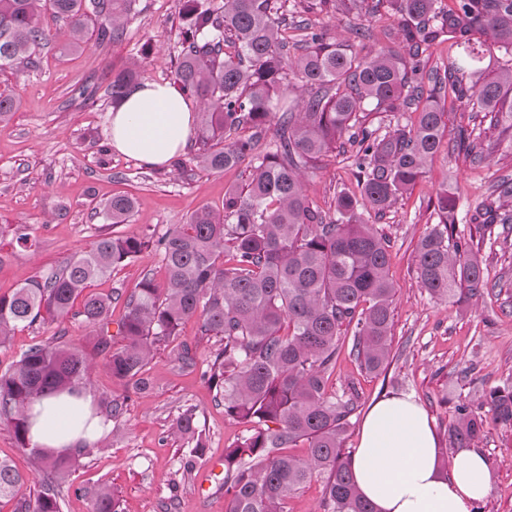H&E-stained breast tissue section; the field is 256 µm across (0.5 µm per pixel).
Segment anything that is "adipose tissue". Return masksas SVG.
<instances>
[{
	"label": "adipose tissue",
	"instance_id": "obj_1",
	"mask_svg": "<svg viewBox=\"0 0 512 512\" xmlns=\"http://www.w3.org/2000/svg\"><path fill=\"white\" fill-rule=\"evenodd\" d=\"M193 106L167 83L145 82L132 89L110 114L112 148L150 167L168 165L186 146L194 128ZM29 438L48 453L91 445L109 429L93 412L88 389L32 402ZM350 467L362 495L377 512H472L491 489L485 459L459 449L448 474L439 470L438 448L423 408L412 397L391 395L365 415Z\"/></svg>",
	"mask_w": 512,
	"mask_h": 512
}]
</instances>
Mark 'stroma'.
I'll list each match as a JSON object with an SVG mask.
<instances>
[{
	"label": "stroma",
	"mask_w": 512,
	"mask_h": 512,
	"mask_svg": "<svg viewBox=\"0 0 512 512\" xmlns=\"http://www.w3.org/2000/svg\"><path fill=\"white\" fill-rule=\"evenodd\" d=\"M181 11L182 0H134L120 40L102 45L90 33L75 50L52 40L39 50L35 66L0 70V92L12 93L17 101L11 120L0 123V224L26 225L36 242L30 249L0 244V294L89 249L112 196L128 194L136 200L114 234L155 240L170 225L186 223L201 206L222 207L227 189L249 182L252 168L246 161L221 173L200 168L193 159L198 151L193 136L176 160L160 168L124 156L109 143L113 76L136 62L142 80L173 82ZM309 20L344 40L357 29L368 30L366 45L371 50L395 43L397 18L384 2L367 14L328 11ZM82 84L91 90L85 100L72 95ZM440 105L446 137L462 126L494 141L497 148L479 162L438 152L423 179L386 215L372 220L375 230L391 241L395 357L387 370L370 374L360 369L349 347L339 352L328 390L357 402L344 435L350 453L358 446L370 407L386 396L405 393L426 411L440 457L448 459L454 453L447 430L455 405L477 402L483 393L512 384V237H474L472 221L497 182L512 178V133L490 128L488 119L454 96L441 99ZM304 181L313 206L326 216L334 215L339 191L358 190L350 159L335 152L309 168ZM444 189L457 199L458 236L480 249L494 285L478 303L465 308L432 298L416 274L415 248L437 221L434 205ZM147 275L158 282L165 275L162 257L153 247L92 284V292L121 295L112 305L110 334L120 333L124 296ZM37 342L67 344L88 354L87 386L100 414H107L110 401L125 404L105 438L88 447L64 484L60 512H92L94 493L103 484L120 497L123 512H224V450L244 436L245 428L225 416L223 402L198 370L175 361L170 348H154L146 372L150 387L134 393L113 379L103 358L93 354V338L81 318L70 317L57 324L18 328L0 346V371ZM188 408L194 409L206 444L196 457L192 442L172 431L176 417ZM477 450L490 467L492 485L474 512H512V426L488 424ZM189 456L195 464L186 476L180 467ZM0 458L30 476L16 500L34 501L40 477L33 456L3 422Z\"/></svg>",
	"instance_id": "stroma-1"
}]
</instances>
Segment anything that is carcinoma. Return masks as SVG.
<instances>
[{
    "mask_svg": "<svg viewBox=\"0 0 512 512\" xmlns=\"http://www.w3.org/2000/svg\"><path fill=\"white\" fill-rule=\"evenodd\" d=\"M282 0H183L187 22L177 51L175 79L183 94L202 101L197 165L221 172L251 159L247 189L224 193V208L203 206L185 224H172L156 242L166 269L164 286L145 276L126 300L124 344L105 329L112 297L91 293L92 282L137 258L149 242L102 231L91 247L68 258L60 269L41 273L8 295H0V344L20 325L67 318L76 301L78 315L96 336L94 349L112 376L144 393V377L156 345L180 334L185 320H201L200 333L220 347L202 364L201 378L224 402V414L250 426V434L224 455L225 512H286L288 495L315 477H324L322 512H376L358 490L343 448L355 410L352 399L327 389L336 368L343 325L352 327L350 353L360 367L377 374L391 363L393 301L389 244L365 216L382 215L423 177L440 150L446 124L437 96L448 91L467 98L479 112L512 129V0H388L399 16V45L361 54L302 19L305 53L288 57L281 36ZM132 0H0V70L27 67L36 47L49 40L40 25L49 8L67 21L70 46L84 43L89 25L99 43H110L121 29ZM340 7L368 11L369 0H306L305 10ZM451 41L459 61L443 73H427L422 56ZM233 49L228 55L224 48ZM505 64L492 76L480 67L485 53ZM140 76L136 68L116 74L110 85L119 104ZM309 89L302 112L276 115L282 94L294 83ZM430 84V102L411 126L397 124L378 133L360 115L404 112ZM277 120L272 149L257 151L259 134ZM245 127L248 137H231ZM349 135L360 194L340 191L334 217L314 208L302 172L336 150ZM448 151L483 158V144L459 128ZM134 199L112 197L104 214L122 224ZM438 222L416 245V273L436 298L461 306L483 297L486 266L470 244L453 240L456 198L437 195ZM512 233V213L503 205L486 207L475 225L480 236ZM85 353L75 347L37 342L0 373V417L11 424L21 445L29 446L24 409L32 401L86 385ZM487 408L482 413L481 408ZM512 426V386L483 394L478 408L455 406L448 426L453 448H474L488 422ZM177 432L204 444L196 415L186 409ZM304 444L295 457L285 448ZM41 476L35 505L18 502L16 512H60L65 478L78 457L32 449ZM26 482L7 460H0V500L16 497ZM94 512H121L107 487L94 499Z\"/></svg>",
    "mask_w": 512,
    "mask_h": 512,
    "instance_id": "1",
    "label": "carcinoma"
}]
</instances>
